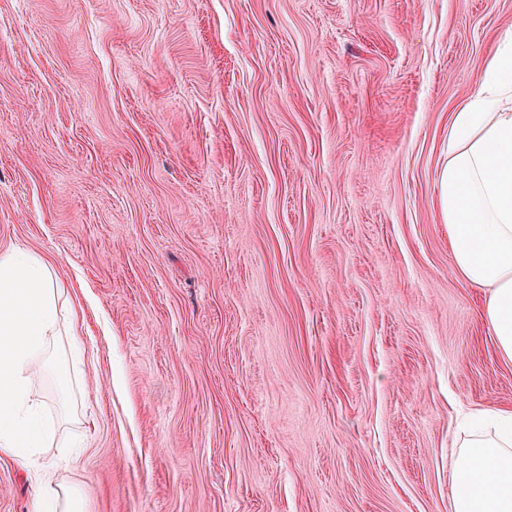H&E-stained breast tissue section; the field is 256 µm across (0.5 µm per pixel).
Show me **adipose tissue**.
Wrapping results in <instances>:
<instances>
[{
	"label": "adipose tissue",
	"mask_w": 512,
	"mask_h": 512,
	"mask_svg": "<svg viewBox=\"0 0 512 512\" xmlns=\"http://www.w3.org/2000/svg\"><path fill=\"white\" fill-rule=\"evenodd\" d=\"M454 274L486 288L483 314L512 361V32L496 47L476 93L452 113L448 162L438 174ZM56 269L24 251L0 252V457L23 459L68 436L31 397L50 362L62 310ZM451 460L453 512H512V412L473 414ZM36 512H83L54 472L38 477Z\"/></svg>",
	"instance_id": "1"
}]
</instances>
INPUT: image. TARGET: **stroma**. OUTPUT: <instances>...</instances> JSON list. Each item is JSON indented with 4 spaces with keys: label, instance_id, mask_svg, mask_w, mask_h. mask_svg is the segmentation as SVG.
<instances>
[{
    "label": "stroma",
    "instance_id": "1",
    "mask_svg": "<svg viewBox=\"0 0 512 512\" xmlns=\"http://www.w3.org/2000/svg\"><path fill=\"white\" fill-rule=\"evenodd\" d=\"M512 0H0V252L76 305L84 512H451L512 362L452 271V112Z\"/></svg>",
    "mask_w": 512,
    "mask_h": 512
}]
</instances>
